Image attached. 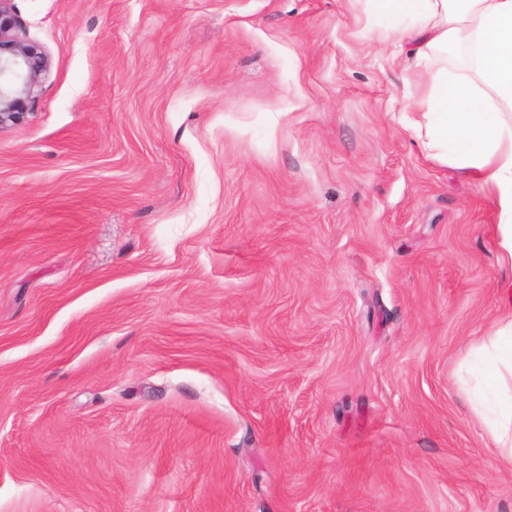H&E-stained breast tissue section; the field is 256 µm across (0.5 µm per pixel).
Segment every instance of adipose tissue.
Wrapping results in <instances>:
<instances>
[{"instance_id":"1","label":"adipose tissue","mask_w":512,"mask_h":512,"mask_svg":"<svg viewBox=\"0 0 512 512\" xmlns=\"http://www.w3.org/2000/svg\"><path fill=\"white\" fill-rule=\"evenodd\" d=\"M379 15L406 19L397 33L427 82L410 111L427 149L485 189L498 212L495 246L512 265V0H376ZM462 59L449 72L448 55ZM502 313L483 344L482 384L498 394L473 416L501 459L512 464V278L500 285Z\"/></svg>"}]
</instances>
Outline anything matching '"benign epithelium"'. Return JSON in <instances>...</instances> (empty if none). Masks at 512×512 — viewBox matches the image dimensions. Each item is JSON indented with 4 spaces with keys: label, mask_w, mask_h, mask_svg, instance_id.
<instances>
[{
    "label": "benign epithelium",
    "mask_w": 512,
    "mask_h": 512,
    "mask_svg": "<svg viewBox=\"0 0 512 512\" xmlns=\"http://www.w3.org/2000/svg\"><path fill=\"white\" fill-rule=\"evenodd\" d=\"M11 2L0 0V128L28 119L50 69L49 55L26 37Z\"/></svg>",
    "instance_id": "7a95c632"
}]
</instances>
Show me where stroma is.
Returning <instances> with one entry per match:
<instances>
[{"label":"stroma","mask_w":512,"mask_h":512,"mask_svg":"<svg viewBox=\"0 0 512 512\" xmlns=\"http://www.w3.org/2000/svg\"><path fill=\"white\" fill-rule=\"evenodd\" d=\"M0 512H512L460 378L512 274L374 0H12ZM11 2L0 0V128L28 119L50 69L49 55L26 37Z\"/></svg>","instance_id":"obj_1"}]
</instances>
